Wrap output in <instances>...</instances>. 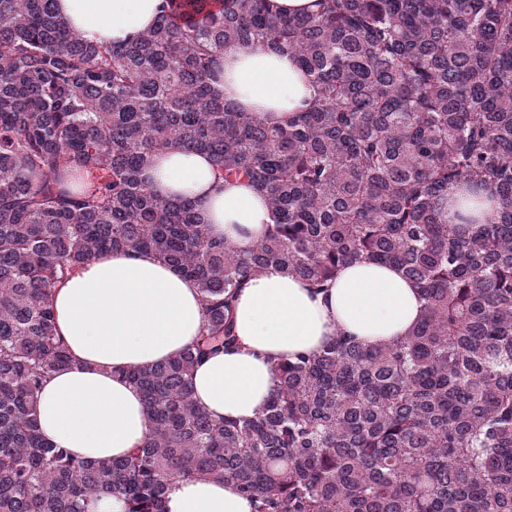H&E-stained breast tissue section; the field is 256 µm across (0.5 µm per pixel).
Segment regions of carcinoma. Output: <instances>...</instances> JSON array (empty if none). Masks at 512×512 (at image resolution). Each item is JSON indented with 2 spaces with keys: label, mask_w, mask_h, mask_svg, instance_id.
Segmentation results:
<instances>
[{
  "label": "carcinoma",
  "mask_w": 512,
  "mask_h": 512,
  "mask_svg": "<svg viewBox=\"0 0 512 512\" xmlns=\"http://www.w3.org/2000/svg\"><path fill=\"white\" fill-rule=\"evenodd\" d=\"M165 0L122 44L91 43L55 0H0V512H166L175 479L234 485L254 512H512V0ZM293 54L313 99L283 125L218 88L224 49ZM174 146L266 200L237 249L145 172ZM487 203L486 219L464 211ZM105 251H149L197 284L194 344L128 380L148 435L86 463L36 404L71 354L55 288ZM393 264L423 317L387 346L340 336L274 364L252 419L198 405L195 366L236 346L239 291L275 268L326 288Z\"/></svg>",
  "instance_id": "obj_1"
}]
</instances>
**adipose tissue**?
<instances>
[{
    "instance_id": "adipose-tissue-1",
    "label": "adipose tissue",
    "mask_w": 512,
    "mask_h": 512,
    "mask_svg": "<svg viewBox=\"0 0 512 512\" xmlns=\"http://www.w3.org/2000/svg\"><path fill=\"white\" fill-rule=\"evenodd\" d=\"M163 0H57L70 27L91 42L124 43L155 25ZM219 86L226 99L266 123H283L310 98L309 78L292 55L260 45L223 53ZM150 182L165 195L196 201L211 235L238 247L259 241L270 222L265 199L242 181L216 180L207 155L181 147L154 158ZM57 329L72 363L45 382L37 407L42 434L86 461L120 458L142 445L144 399L124 374L190 347L205 325L196 284L152 254L103 253L55 289ZM422 301L403 273L389 265L340 268L330 288L269 269L238 296L237 347L196 365L194 398L217 418L255 417L277 387L275 359L321 349L339 336L387 344L405 336ZM166 512H253L234 485L176 480Z\"/></svg>"
}]
</instances>
